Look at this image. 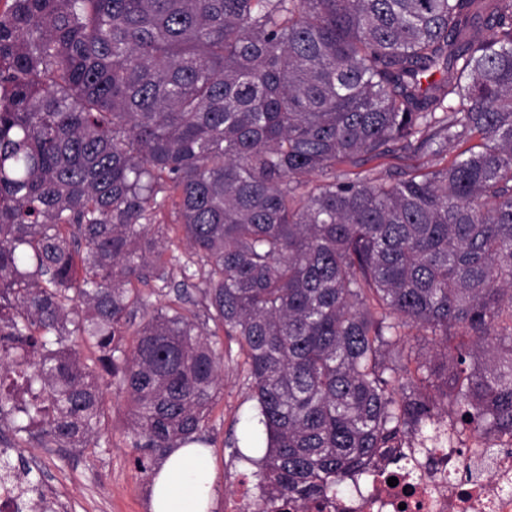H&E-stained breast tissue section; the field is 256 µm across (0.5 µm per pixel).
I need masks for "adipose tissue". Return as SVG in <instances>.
Listing matches in <instances>:
<instances>
[{
  "instance_id": "adipose-tissue-1",
  "label": "adipose tissue",
  "mask_w": 512,
  "mask_h": 512,
  "mask_svg": "<svg viewBox=\"0 0 512 512\" xmlns=\"http://www.w3.org/2000/svg\"><path fill=\"white\" fill-rule=\"evenodd\" d=\"M213 479L206 448L169 449L153 478L150 512H210Z\"/></svg>"
}]
</instances>
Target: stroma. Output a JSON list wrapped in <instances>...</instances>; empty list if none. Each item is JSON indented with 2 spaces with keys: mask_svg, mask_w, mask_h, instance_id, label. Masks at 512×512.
Returning <instances> with one entry per match:
<instances>
[{
  "mask_svg": "<svg viewBox=\"0 0 512 512\" xmlns=\"http://www.w3.org/2000/svg\"><path fill=\"white\" fill-rule=\"evenodd\" d=\"M224 381L205 421L215 472L211 512H224V500L240 475L255 478L251 456L264 452L265 435L257 402L245 379L235 340L223 338ZM129 401L125 394L103 389L100 442L85 448L23 445L10 459L36 461L43 489L57 512H149L152 482L135 464L138 449L129 445Z\"/></svg>",
  "mask_w": 512,
  "mask_h": 512,
  "instance_id": "stroma-1",
  "label": "stroma"
}]
</instances>
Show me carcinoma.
Here are the masks:
<instances>
[{
  "label": "carcinoma",
  "instance_id": "1",
  "mask_svg": "<svg viewBox=\"0 0 512 512\" xmlns=\"http://www.w3.org/2000/svg\"><path fill=\"white\" fill-rule=\"evenodd\" d=\"M0 89L5 479L40 484L21 433L98 441L106 376L131 447L206 443L221 334L266 435L255 512L444 418L512 435V0H12ZM407 165L427 168L430 166V159L424 155L411 158L388 157L386 159L370 163L366 168H373V176L379 177L385 181L389 179L391 174H394L397 170Z\"/></svg>",
  "mask_w": 512,
  "mask_h": 512
}]
</instances>
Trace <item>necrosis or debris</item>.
<instances>
[{"mask_svg": "<svg viewBox=\"0 0 512 512\" xmlns=\"http://www.w3.org/2000/svg\"><path fill=\"white\" fill-rule=\"evenodd\" d=\"M343 496L310 501L309 512H512V439L443 422L433 442L405 438L393 459ZM397 485H388V478Z\"/></svg>", "mask_w": 512, "mask_h": 512, "instance_id": "4bbe7bcc", "label": "necrosis or debris"}]
</instances>
